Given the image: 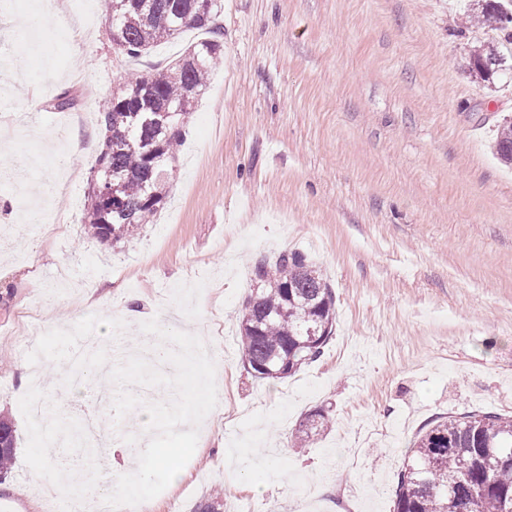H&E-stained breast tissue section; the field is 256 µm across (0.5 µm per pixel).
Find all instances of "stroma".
<instances>
[{
    "instance_id": "1",
    "label": "stroma",
    "mask_w": 512,
    "mask_h": 512,
    "mask_svg": "<svg viewBox=\"0 0 512 512\" xmlns=\"http://www.w3.org/2000/svg\"><path fill=\"white\" fill-rule=\"evenodd\" d=\"M462 11L460 0H224V62L184 128L166 203L116 244L85 233L90 166L70 147L101 135L99 109L121 76L168 68L208 33L128 58L114 53L99 0L69 12L65 32L35 16L29 32L50 66L0 68V121L36 130L0 148V413L16 429L1 505L43 512L36 480L67 482L93 462L111 484L137 465L138 442L114 441L101 463L68 445L38 451L15 361L43 360L48 407L91 406L98 385L58 361L79 331L106 369L153 318L219 354L218 404L152 512L176 494L195 512L214 492L255 512H306L304 484L319 512H340L342 499L393 512L427 423L512 413V170L491 151L512 115V74H470L472 46L495 33L459 32ZM65 91L76 105L52 110ZM19 183L52 195L58 233L31 222ZM284 250L323 271L336 331L319 361L262 380L243 367L239 323L254 263ZM320 408L332 427L293 447Z\"/></svg>"
}]
</instances>
